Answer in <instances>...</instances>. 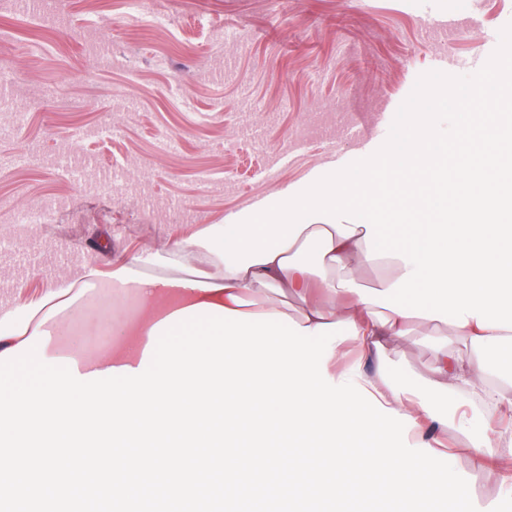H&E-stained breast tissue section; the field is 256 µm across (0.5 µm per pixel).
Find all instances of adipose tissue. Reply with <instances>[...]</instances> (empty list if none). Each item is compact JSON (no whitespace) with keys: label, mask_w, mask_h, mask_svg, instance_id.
<instances>
[{"label":"adipose tissue","mask_w":512,"mask_h":512,"mask_svg":"<svg viewBox=\"0 0 512 512\" xmlns=\"http://www.w3.org/2000/svg\"><path fill=\"white\" fill-rule=\"evenodd\" d=\"M418 134L392 141L385 163L366 159L353 172L332 170L239 211L227 224H198L169 236L163 251L112 261L93 254L41 291L16 292L0 312V352L50 323L44 357H70L82 374L138 367L149 332L172 313L215 304L251 314L283 313L302 303L303 327L347 321L356 336L335 341L326 364L355 352L358 382L385 407L411 416L412 444L430 442L443 422L432 404L391 384L376 370L388 343L418 320L445 322L434 340L430 380L454 411L476 469L498 474L512 492L506 433L496 421L512 411V124L493 112L470 113L466 128L481 148L460 149L455 167L439 161L445 147L426 119ZM408 202L399 233L385 237L370 202L382 191ZM349 269L346 280L335 277ZM384 270L379 288H361L364 270ZM105 287L89 314L74 287Z\"/></svg>","instance_id":"obj_1"}]
</instances>
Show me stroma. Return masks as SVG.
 I'll return each instance as SVG.
<instances>
[{
	"label": "stroma",
	"mask_w": 512,
	"mask_h": 512,
	"mask_svg": "<svg viewBox=\"0 0 512 512\" xmlns=\"http://www.w3.org/2000/svg\"><path fill=\"white\" fill-rule=\"evenodd\" d=\"M84 0H55V26L32 28L29 9L0 11V87L22 116L0 112V299L62 279L108 240L156 253L172 228L225 224L253 200L308 182L328 164L357 169L383 157L390 138L375 118L427 112L449 150L465 145L464 121L479 110L486 80L458 70L454 91L429 83L443 54L480 57L492 69L512 49V0H120L89 26ZM452 18V32L436 21ZM134 68L99 67L103 51ZM57 96L67 112L46 115ZM119 189L99 195L110 177ZM42 199L70 200L34 235L14 210ZM437 322L393 341L383 371L397 387L447 414V393L428 381ZM443 454L464 477L478 512L502 501L497 477L471 466L467 442L437 430Z\"/></svg>",
	"instance_id": "obj_1"
}]
</instances>
